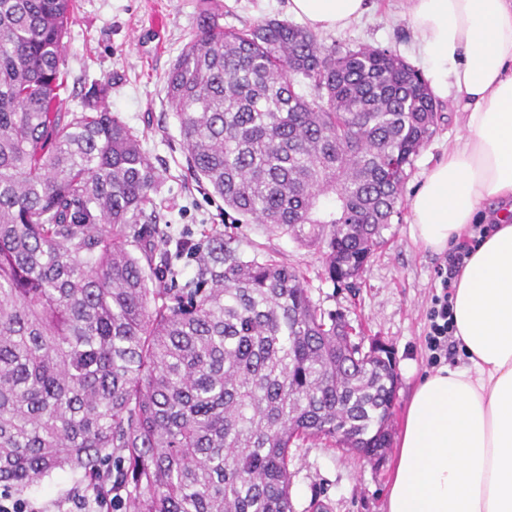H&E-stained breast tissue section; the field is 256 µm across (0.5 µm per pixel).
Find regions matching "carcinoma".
Segmentation results:
<instances>
[{
    "label": "carcinoma",
    "instance_id": "carcinoma-1",
    "mask_svg": "<svg viewBox=\"0 0 512 512\" xmlns=\"http://www.w3.org/2000/svg\"><path fill=\"white\" fill-rule=\"evenodd\" d=\"M73 9L0 0V489L67 472L112 486V512H292L296 441L390 448L391 352L352 341L297 269L158 229L163 182L105 86L57 105ZM165 83L194 178L234 222L321 250L343 286L442 119L391 51L278 19L202 14Z\"/></svg>",
    "mask_w": 512,
    "mask_h": 512
}]
</instances>
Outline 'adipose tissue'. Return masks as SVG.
<instances>
[{
    "label": "adipose tissue",
    "mask_w": 512,
    "mask_h": 512,
    "mask_svg": "<svg viewBox=\"0 0 512 512\" xmlns=\"http://www.w3.org/2000/svg\"><path fill=\"white\" fill-rule=\"evenodd\" d=\"M437 96L456 88L464 134L410 200V232L440 253L493 220L453 292L465 362L427 374L408 405L386 512H512V0H406ZM313 30H342L371 0H289ZM497 201L493 216L482 209Z\"/></svg>",
    "instance_id": "ef3b65f1"
}]
</instances>
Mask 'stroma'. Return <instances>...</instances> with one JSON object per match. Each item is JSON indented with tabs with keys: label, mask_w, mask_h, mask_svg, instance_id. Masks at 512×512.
Masks as SVG:
<instances>
[{
	"label": "stroma",
	"mask_w": 512,
	"mask_h": 512,
	"mask_svg": "<svg viewBox=\"0 0 512 512\" xmlns=\"http://www.w3.org/2000/svg\"><path fill=\"white\" fill-rule=\"evenodd\" d=\"M221 25L242 29L267 18L289 19L288 0H75L63 39L65 89L62 110L80 111L91 81L109 85L106 104L143 135L164 181L161 216L176 232L199 238L213 229L231 238L247 258L287 263L307 278L320 308L342 315L360 332L363 344L381 341L396 361L399 385L390 418L399 435L410 398L431 373L425 336L426 314L439 285L442 254L422 250L410 236L409 212L384 230V244L367 262L355 287L334 285L325 274L318 249L287 236L267 233L257 224L224 219V203L204 190L190 173L181 146L179 124L169 107L165 77L193 37L202 10ZM402 0H379L374 13L342 31H322L324 44L386 48L415 69L426 65L406 20ZM433 137L415 158L404 186L412 196L424 172L462 132L451 99ZM290 496L293 512H386L390 459L372 462L325 440H309L292 449Z\"/></svg>",
	"instance_id": "35a3bbf8"
}]
</instances>
